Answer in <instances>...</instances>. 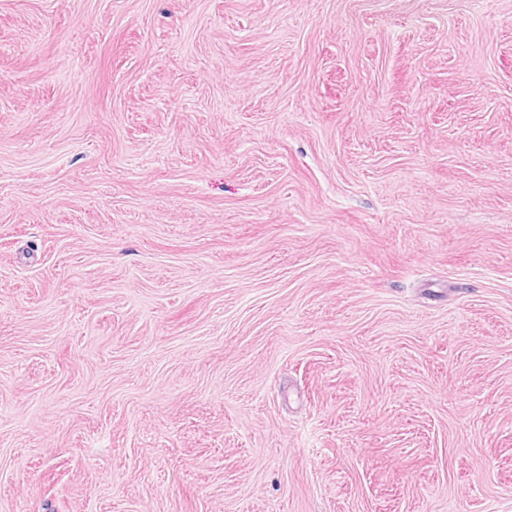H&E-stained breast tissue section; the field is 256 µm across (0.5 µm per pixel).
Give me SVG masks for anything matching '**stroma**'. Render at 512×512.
Wrapping results in <instances>:
<instances>
[{"label":"stroma","mask_w":512,"mask_h":512,"mask_svg":"<svg viewBox=\"0 0 512 512\" xmlns=\"http://www.w3.org/2000/svg\"><path fill=\"white\" fill-rule=\"evenodd\" d=\"M0 512H512V0H0Z\"/></svg>","instance_id":"stroma-1"}]
</instances>
